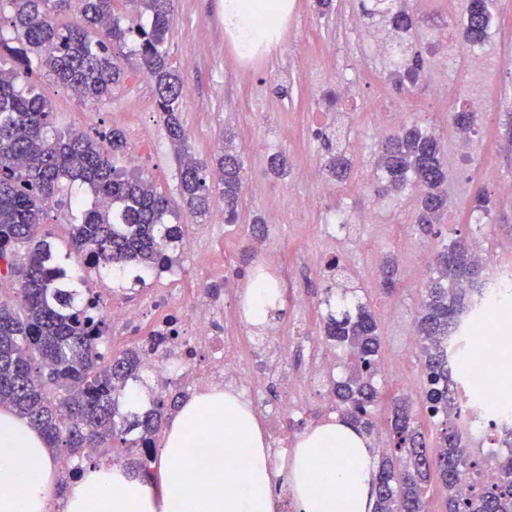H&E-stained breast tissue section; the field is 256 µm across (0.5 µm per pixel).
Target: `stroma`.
Wrapping results in <instances>:
<instances>
[{"mask_svg": "<svg viewBox=\"0 0 512 512\" xmlns=\"http://www.w3.org/2000/svg\"><path fill=\"white\" fill-rule=\"evenodd\" d=\"M419 35V50L425 51V70L437 71L448 94L433 98L422 82L398 83L382 60L360 55L359 35L350 27L351 17L360 15V0H332L322 9L317 0H297L288 18L279 46L252 74L224 64L223 0H174L173 24L168 42L169 61L186 85L181 120L195 128V155L212 156V142L233 133L235 146L262 140L266 151L245 153V184L236 223H225L224 208L214 203L203 216V226L186 229L192 249L184 253L179 268L192 288L210 282L237 285L239 270H250L261 259L246 250L254 217L266 218L264 239L278 247L288 279V296L277 322L288 336V372H304L315 354L326 348L322 318L325 297L336 285V274L328 272L330 256L345 265L347 286L369 303L381 337V358L390 366L376 384L384 400L375 410L378 429H385L387 397L407 394L419 397L424 386L420 352L409 345L415 336L419 291L429 271L412 257L434 248L432 235L420 231L414 219L418 213L419 191L409 188L398 196H375L367 184L379 142L373 107L386 112L385 134L401 129L395 118L397 106H404L409 121L434 132L442 140L448 168V213L445 224L454 226L468 239L481 240L485 248L512 269V194L500 192V184L512 183V56H501L478 88L488 104L479 130L469 141L466 154H459L456 136L448 126L449 113L464 109V92L471 82L468 71L458 66L453 47L441 54H427L429 41L443 31L445 0H406ZM128 78L111 104L94 111L47 79H39L40 91L48 99L58 127L86 130L89 112H97L99 123L108 127L113 116L128 117L130 123H146L151 131V163L144 173L158 191L178 201L177 165L157 112L152 82L143 78L139 59L128 55L124 62ZM354 82L343 106L350 114L349 150L362 160L355 183L324 196L329 179L322 167L323 149L313 132L316 108L324 106V93L338 77ZM285 154L290 166L285 174L271 173V155ZM492 203L489 215L477 216L471 206L479 194ZM322 197L321 207L299 213L303 197ZM348 218L375 212L374 223L366 225L371 247L359 242L340 241L329 245L322 226L333 210ZM400 257L401 290L386 295L376 287L386 259Z\"/></svg>", "mask_w": 512, "mask_h": 512, "instance_id": "35a3bbf8", "label": "stroma"}]
</instances>
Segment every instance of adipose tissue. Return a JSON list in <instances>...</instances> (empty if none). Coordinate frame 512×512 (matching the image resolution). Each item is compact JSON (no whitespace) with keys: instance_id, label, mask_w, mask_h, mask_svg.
<instances>
[{"instance_id":"ef3b65f1","label":"adipose tissue","mask_w":512,"mask_h":512,"mask_svg":"<svg viewBox=\"0 0 512 512\" xmlns=\"http://www.w3.org/2000/svg\"><path fill=\"white\" fill-rule=\"evenodd\" d=\"M279 0H224V20L245 49L266 33ZM163 476L150 483L125 468L85 464L69 487L65 512H272L277 476L294 512H373V450L341 418L301 436L283 473L268 464L253 407L224 390L194 394L174 416L157 451ZM54 465L41 434L0 411V512H50Z\"/></svg>"}]
</instances>
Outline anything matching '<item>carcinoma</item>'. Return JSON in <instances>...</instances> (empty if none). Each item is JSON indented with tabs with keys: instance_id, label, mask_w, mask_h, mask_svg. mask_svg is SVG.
Masks as SVG:
<instances>
[{
	"instance_id": "cac0c4a2",
	"label": "carcinoma",
	"mask_w": 512,
	"mask_h": 512,
	"mask_svg": "<svg viewBox=\"0 0 512 512\" xmlns=\"http://www.w3.org/2000/svg\"><path fill=\"white\" fill-rule=\"evenodd\" d=\"M493 0H468L460 41L485 39ZM10 7L12 37L0 34V264L14 282L13 295L0 298V408L25 420L57 455L86 459L87 448L116 443L129 469L153 476L155 437L165 411L177 398L161 396L148 408L129 406V382L140 377L139 354L125 349L104 360L98 354L104 326L94 307L78 308L75 286L80 266L121 277L133 265L145 273L179 261L184 232L179 210L205 214L214 200L224 203L225 222L236 221L243 186V161L235 149L218 152L215 165L197 159L184 134L183 77L172 68L167 43L173 0H0ZM125 8L121 23L119 8ZM362 17L399 32L401 68L412 76L423 68L416 49L414 20L403 0H362ZM138 46L141 68L153 82L156 105L177 163L180 203L175 205L140 173L118 169L124 133L102 137L55 128L54 112L31 75L42 70L58 86L100 108L124 84L126 46ZM324 169L336 181L351 179L352 162L342 146L323 132ZM376 168L380 196L400 193L413 182L423 188L418 224L440 240L422 292L416 329L424 356L422 404L441 424L434 445L417 422L406 397L392 400L389 448L375 478L374 512H425L423 494L431 481L446 491L445 512H512V425L503 428L499 450L481 454L461 405L465 377L453 367L448 332L466 306L459 288L482 274L466 239L434 228L448 210V173L439 138L414 124L380 146ZM69 202L78 212L65 257L55 253L46 230L48 203ZM327 341L347 352L346 376L331 380L343 419L372 435L381 393L375 385L380 338L369 305L352 288L336 297V313L324 321Z\"/></svg>"
}]
</instances>
